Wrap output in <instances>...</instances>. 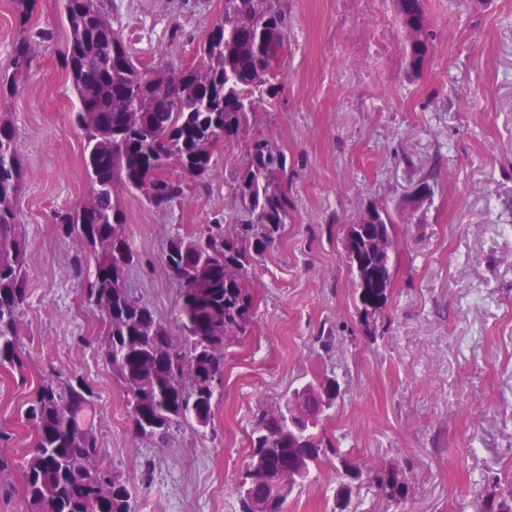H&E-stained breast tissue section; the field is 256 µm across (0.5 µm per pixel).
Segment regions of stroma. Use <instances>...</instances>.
<instances>
[{
	"mask_svg": "<svg viewBox=\"0 0 512 512\" xmlns=\"http://www.w3.org/2000/svg\"><path fill=\"white\" fill-rule=\"evenodd\" d=\"M436 32L427 63L407 80L392 0H288L285 87L257 127L288 156L291 218L254 268L248 336L224 354L208 427L167 443L133 437L124 397L97 354L101 325L75 277L83 246L60 238L55 211L87 198L78 101L62 59L59 0H40L42 34L19 89L5 101L25 180L19 210L30 243L28 301L19 332L25 373L0 371V454L21 461L22 419L39 378L80 373L96 393L102 461L126 477L135 512H239L258 409L326 376L341 395L325 426L363 468L396 467L409 493L386 502L361 485L354 512H478L476 488L512 475V0H424ZM115 28L143 65L190 63L224 0H106ZM243 146L220 154L207 189L155 212L127 196L126 234L138 255L132 294L180 337V289L160 256L171 235L232 212L228 184ZM431 178L420 223L398 227L394 291L376 338L364 336L345 262L346 224L370 203L409 202ZM332 332L334 348L323 346ZM339 477L322 467L287 512H332Z\"/></svg>",
	"mask_w": 512,
	"mask_h": 512,
	"instance_id": "stroma-1",
	"label": "stroma"
}]
</instances>
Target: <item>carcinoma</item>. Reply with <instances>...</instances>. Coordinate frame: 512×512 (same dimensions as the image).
Masks as SVG:
<instances>
[{
	"label": "carcinoma",
	"mask_w": 512,
	"mask_h": 512,
	"mask_svg": "<svg viewBox=\"0 0 512 512\" xmlns=\"http://www.w3.org/2000/svg\"><path fill=\"white\" fill-rule=\"evenodd\" d=\"M67 32L65 65L79 101L74 123L83 139L91 191L79 205L56 213L60 237L84 225L83 251L74 269L99 313L97 349L125 398L135 437L164 443L183 422L207 426L224 375V351L250 330L254 314L253 266L281 239L292 211L287 155L257 132L261 110L277 108L285 80L291 16L288 0H224V14L206 36L195 61L182 67L160 60L141 66L124 43L103 0H60ZM404 30L406 77H419L434 41L423 0H393ZM19 38L0 97L18 89L38 42L29 31L38 0H12ZM242 144L230 183L236 214L172 236L161 256L167 276L181 286L182 343L146 303L132 295L126 272L135 263L125 224V195L165 212L191 187L207 188L218 152ZM24 171L16 131L0 115V369L25 370L18 318L28 298L29 242L18 209ZM418 224L415 210L371 204L345 226V258L354 279L353 304L362 330L375 335L392 297L398 222ZM339 397L325 377L261 410L250 434L252 452L238 487L240 512H283L288 497L313 471L336 457L342 481L334 512H350L363 471L321 435L322 421ZM96 395L83 376L43 378L25 404L32 448L20 463L24 512H133L127 480L101 462L103 444L93 421ZM69 412L85 421L71 430ZM368 478L388 502L401 503L408 486L399 473L375 467ZM277 482L278 499L265 488ZM481 512H512V483L483 499Z\"/></svg>",
	"instance_id": "carcinoma-1"
}]
</instances>
